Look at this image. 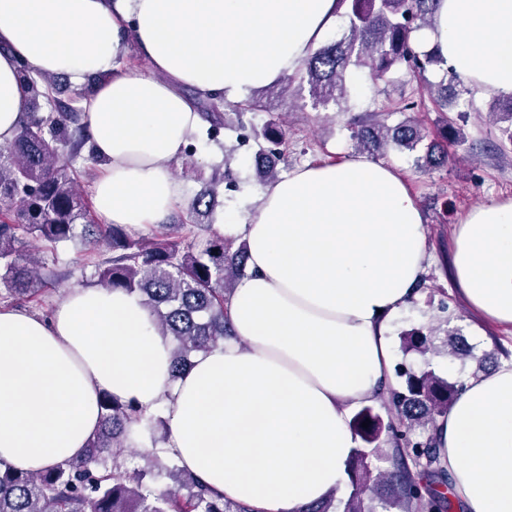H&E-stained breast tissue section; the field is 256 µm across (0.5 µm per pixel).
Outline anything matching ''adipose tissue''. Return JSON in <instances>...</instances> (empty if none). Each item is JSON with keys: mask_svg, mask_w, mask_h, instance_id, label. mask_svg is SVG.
Listing matches in <instances>:
<instances>
[{"mask_svg": "<svg viewBox=\"0 0 512 512\" xmlns=\"http://www.w3.org/2000/svg\"><path fill=\"white\" fill-rule=\"evenodd\" d=\"M338 20L337 0H0V146L28 109L18 61L81 86L105 167V223H163L183 198L170 166L197 133V96L240 99L295 71ZM135 41L153 72H121ZM421 48L471 87L512 95V0H439ZM196 96V97H197ZM247 272L228 295L233 336L171 379L172 344L140 297L69 289L51 317L0 306V468L36 471L84 453L99 398L163 420L161 452L225 499L299 512L340 491L357 441L348 422L390 375L393 317L429 261L424 216L391 165L306 164L259 191L245 220ZM454 282L512 325V200L458 225ZM441 461L466 512H512V365L468 378L437 423Z\"/></svg>", "mask_w": 512, "mask_h": 512, "instance_id": "ef3b65f1", "label": "adipose tissue"}]
</instances>
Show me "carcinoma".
Wrapping results in <instances>:
<instances>
[{
  "label": "carcinoma",
  "instance_id": "1",
  "mask_svg": "<svg viewBox=\"0 0 512 512\" xmlns=\"http://www.w3.org/2000/svg\"><path fill=\"white\" fill-rule=\"evenodd\" d=\"M346 32L313 52L288 75L282 91L309 88L314 106L348 99L352 69H368L373 84L390 82L397 71L421 73L434 68L443 75L427 84L441 112L473 91L461 85L435 50H422L414 33L428 25L437 0H339ZM18 73L29 90V108L18 133L0 146V285L17 300H32L46 281L38 261L26 250V239L58 244L77 237L91 250L112 251L108 261L95 265L98 285L137 294L157 327L171 337V377L190 365L193 354L208 351L232 335L226 296L247 271V247L232 248L214 232L199 242L171 237L167 226L149 236L135 235L122 224L101 226L91 217L77 183L91 165L101 163L85 150L90 135L84 123L83 97L70 102L57 97V78L35 73L25 61ZM202 119L213 135L227 126L230 112L223 100L198 101ZM490 112L507 119L499 129L495 150L512 153V96H492ZM391 113L369 109L351 127V139L361 152L382 154L396 148L415 155L418 169H442L448 150L418 120L408 116L387 124ZM282 126L271 120L254 132L256 175L261 182L279 176L283 156ZM207 189L190 204L192 224L209 216L211 197L222 180L214 171L198 175ZM402 348L426 355L436 350L432 336L419 330L401 335ZM401 387L385 386L375 403L359 409L349 422L358 438L347 466L350 492L336 510V495L304 507L301 512H449L452 502L440 488L448 486L437 448L436 424L448 416L463 386L433 371H396ZM101 428L85 454L36 472L0 469V512H255L213 492L201 480L169 459L142 456V468L127 466L126 449L156 443L162 420L146 415L132 402L108 395L100 399ZM368 427H362L363 422ZM389 457L392 468L377 462ZM148 474L165 479L161 486L144 482Z\"/></svg>",
  "mask_w": 512,
  "mask_h": 512
}]
</instances>
